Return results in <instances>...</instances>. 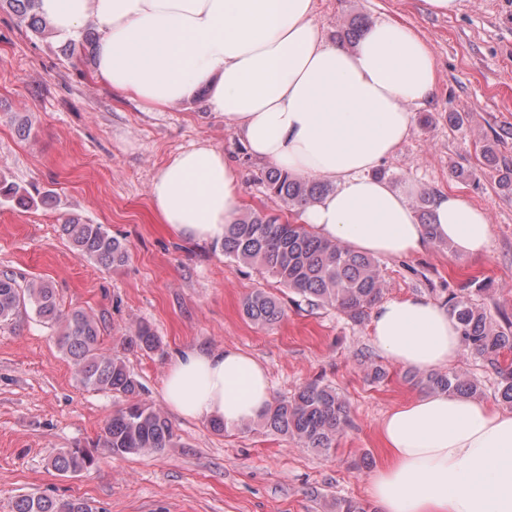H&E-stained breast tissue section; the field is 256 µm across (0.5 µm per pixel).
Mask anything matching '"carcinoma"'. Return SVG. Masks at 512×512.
Segmentation results:
<instances>
[{
  "label": "carcinoma",
  "instance_id": "carcinoma-1",
  "mask_svg": "<svg viewBox=\"0 0 512 512\" xmlns=\"http://www.w3.org/2000/svg\"><path fill=\"white\" fill-rule=\"evenodd\" d=\"M36 6L37 0H0V10L12 11L31 32L40 36L53 33ZM368 24L366 18H354L341 28L339 37L354 45ZM260 180L267 195L289 211L309 207L330 191L324 182L275 167L262 172ZM2 201L26 206L33 198L25 188L0 177ZM415 211L420 223L433 229L430 194L419 196ZM61 228L79 257L105 268L128 260L125 243L100 224H85L70 217ZM222 249L225 257L258 267L309 305L332 307L353 322L362 321L383 294L379 264L373 256L320 238L278 213L253 212L227 225ZM447 303L460 325L465 351L494 370L499 400L512 407V363L504 362L505 354L512 352V332L494 322L470 298L465 286L461 292L451 293ZM29 309L58 327V347L71 362L82 387L122 398V404L104 424L96 447L113 456H127L160 453L177 444L171 422L141 399L142 387L125 360L102 347L101 326L93 315L82 308L62 309L55 288L47 282L23 287L12 275L1 273L0 322L10 323ZM242 313L254 325L272 326L282 320L285 310L276 295L257 289L244 299ZM126 345L156 351L160 340L149 324L140 323L134 335L126 338ZM408 379L428 392L470 398L481 394L476 383L457 372H410ZM260 421L268 431L291 437L304 448L329 452L349 426V407L336 388L314 381L291 397L272 402ZM50 464L61 475H77L89 471L95 459L80 448H58L51 453ZM13 512H93V508L80 499L31 493L15 499Z\"/></svg>",
  "mask_w": 512,
  "mask_h": 512
}]
</instances>
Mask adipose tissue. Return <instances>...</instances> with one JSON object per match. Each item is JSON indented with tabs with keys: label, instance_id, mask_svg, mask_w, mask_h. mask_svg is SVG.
I'll list each match as a JSON object with an SVG mask.
<instances>
[{
	"label": "adipose tissue",
	"instance_id": "1",
	"mask_svg": "<svg viewBox=\"0 0 512 512\" xmlns=\"http://www.w3.org/2000/svg\"><path fill=\"white\" fill-rule=\"evenodd\" d=\"M315 0H37L57 36L79 40L94 22L95 74L112 89L162 109L206 91L251 155L333 190L301 222L319 237L404 259L431 237L462 256L488 254L484 210L452 193L432 202L434 233L419 224L413 186L375 178L412 128L411 105L429 101L437 70L426 42L383 19L358 45L328 41ZM241 168L208 144L179 151L150 196L178 238L220 241L237 218ZM372 342L389 361L418 371L452 365L462 351L446 306L419 296L378 304ZM165 405L189 419L234 429L272 401L265 367L239 349H186L163 381ZM387 460L369 494L381 512H512V412L448 393L417 395L383 419Z\"/></svg>",
	"mask_w": 512,
	"mask_h": 512
}]
</instances>
